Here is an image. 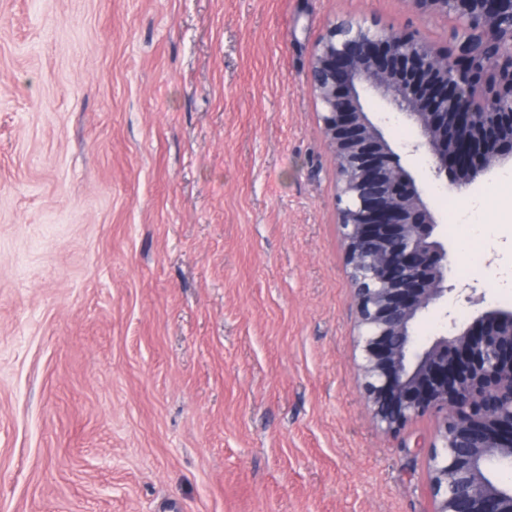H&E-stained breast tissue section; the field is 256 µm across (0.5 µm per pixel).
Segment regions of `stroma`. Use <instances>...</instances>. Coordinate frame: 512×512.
Instances as JSON below:
<instances>
[{
	"mask_svg": "<svg viewBox=\"0 0 512 512\" xmlns=\"http://www.w3.org/2000/svg\"><path fill=\"white\" fill-rule=\"evenodd\" d=\"M454 21L408 0H0V512H434L440 421L381 432L362 390L336 159L312 90L334 23ZM448 280L512 308V214L468 201L361 91ZM481 312L449 298L420 342Z\"/></svg>",
	"mask_w": 512,
	"mask_h": 512,
	"instance_id": "35a3bbf8",
	"label": "stroma"
}]
</instances>
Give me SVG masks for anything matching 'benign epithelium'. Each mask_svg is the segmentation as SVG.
Returning <instances> with one entry per match:
<instances>
[{
	"label": "benign epithelium",
	"mask_w": 512,
	"mask_h": 512,
	"mask_svg": "<svg viewBox=\"0 0 512 512\" xmlns=\"http://www.w3.org/2000/svg\"><path fill=\"white\" fill-rule=\"evenodd\" d=\"M419 13L453 16L440 50L414 31L335 24L312 57L310 78L336 155V202L359 313L360 372L377 427L399 433L441 417L431 455L436 512H512V489L486 475L512 462V310L488 306L456 319L426 347L413 325L448 302V251L436 221L360 100L379 91L419 128L407 152L433 178L466 184L512 153V0H408Z\"/></svg>",
	"instance_id": "obj_1"
}]
</instances>
